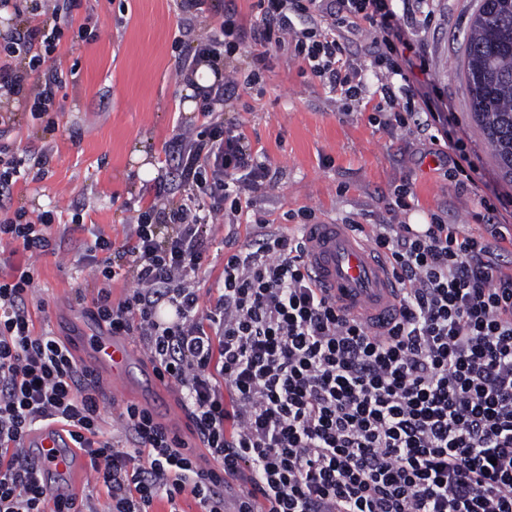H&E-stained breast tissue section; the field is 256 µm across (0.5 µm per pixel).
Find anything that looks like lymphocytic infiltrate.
<instances>
[{
	"mask_svg": "<svg viewBox=\"0 0 512 512\" xmlns=\"http://www.w3.org/2000/svg\"><path fill=\"white\" fill-rule=\"evenodd\" d=\"M13 2L28 30L0 34V97L31 84L38 118L62 79L44 63L79 2ZM393 2L259 0L250 30L221 18L180 69L219 65L240 45L286 47L348 111L370 109L384 129L442 138L456 155L448 178L466 187L472 176L448 130V105L406 58L414 24ZM297 16L307 28L296 29ZM367 29L378 36L362 68L345 58V41ZM225 93L216 76L201 91L203 130L170 144L177 179L199 201L174 203L158 189L122 246L135 288L119 302L106 288L93 299L95 318L137 337L155 375L178 386L212 466L135 404L122 413L123 439L103 432L96 384L65 341L36 331L34 270L19 268L0 275V512H94L86 499H52L42 483L26 440L48 421L70 427L109 512H153L158 500L181 512L186 496L199 512H512V272L483 236L437 215L418 228L360 226L398 282L397 316L380 330L317 287L301 234L259 218L245 245L228 238L224 279L201 309L194 279L209 258L207 224L251 209V191L270 173L242 129L212 121ZM232 178L241 193L229 194ZM55 222L51 211L0 217V238L43 251ZM164 224L171 234L161 235Z\"/></svg>",
	"mask_w": 512,
	"mask_h": 512,
	"instance_id": "1",
	"label": "lymphocytic infiltrate"
}]
</instances>
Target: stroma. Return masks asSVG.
I'll list each match as a JSON object with an SVG mask.
<instances>
[{
    "instance_id": "obj_1",
    "label": "stroma",
    "mask_w": 512,
    "mask_h": 512,
    "mask_svg": "<svg viewBox=\"0 0 512 512\" xmlns=\"http://www.w3.org/2000/svg\"><path fill=\"white\" fill-rule=\"evenodd\" d=\"M180 0H80L75 22L96 23L93 37L65 32L47 65L62 71L64 83L55 104L42 118L30 112L29 91L12 96L15 128L10 136L18 155L35 150L45 166L26 160L8 203L29 217L51 210L53 249L24 250L0 240V272L28 265L36 270L29 309L35 328L68 338L64 316L70 307H92L98 288L109 287L120 301L136 286L132 276L109 282L97 279L82 257L93 239L71 222L82 209L115 245L129 239L132 210L148 205L159 183L171 181L165 152L171 139L187 129L201 131L199 110H188L190 76L180 74L178 54L206 39L212 13L186 12ZM478 0H432L429 25L419 28L421 55L436 85L452 106L454 126L475 165L476 189L458 190L445 172L451 162L444 146L400 129L387 131L369 113L346 111L339 95L313 78L306 64L286 49H266L258 80L238 85L230 110L219 118L241 126L253 154L264 161L271 179L252 195L253 214L283 231H294V216L311 210L316 223L422 224L439 215L467 234L488 235L490 224L512 226V211L488 216L481 191L512 196V182L502 178L496 161L469 108L468 90L459 74L467 28ZM140 150L154 169L151 179L136 175L133 151ZM410 181L409 209L397 207L393 191ZM235 231L246 244L252 226L207 227L209 263L199 274V294L208 299L224 275V237ZM76 359L90 369L104 394L102 428L121 434L126 404L148 409L154 417L191 442L196 434L176 386H154L149 360L120 383H112L87 354Z\"/></svg>"
}]
</instances>
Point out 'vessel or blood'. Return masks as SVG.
Wrapping results in <instances>:
<instances>
[{"mask_svg": "<svg viewBox=\"0 0 512 512\" xmlns=\"http://www.w3.org/2000/svg\"><path fill=\"white\" fill-rule=\"evenodd\" d=\"M306 251L303 261L319 287L352 316L375 320L388 317L396 304L397 283L389 264L375 257L371 247L344 224H309L303 229ZM70 322L76 340L94 362L113 379L126 378L138 355L128 340L112 335L89 311L74 310ZM29 442L35 448L41 479L58 498H69L75 484L62 485V476H74L83 461L66 428L49 425L34 431Z\"/></svg>", "mask_w": 512, "mask_h": 512, "instance_id": "b4317fda", "label": "vessel or blood"}]
</instances>
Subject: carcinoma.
<instances>
[{"mask_svg": "<svg viewBox=\"0 0 512 512\" xmlns=\"http://www.w3.org/2000/svg\"><path fill=\"white\" fill-rule=\"evenodd\" d=\"M471 112L512 181V0H479L461 65Z\"/></svg>", "mask_w": 512, "mask_h": 512, "instance_id": "cac0c4a2", "label": "carcinoma"}]
</instances>
